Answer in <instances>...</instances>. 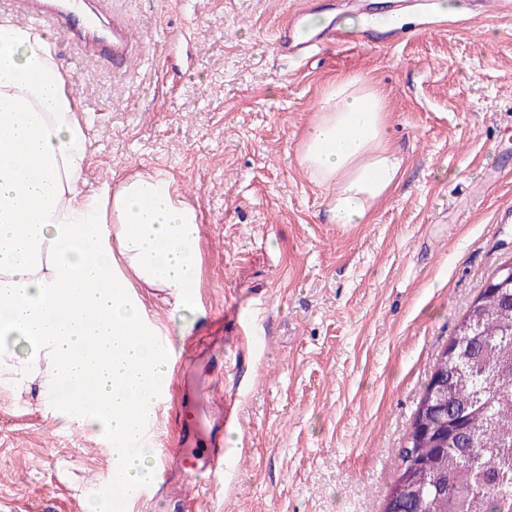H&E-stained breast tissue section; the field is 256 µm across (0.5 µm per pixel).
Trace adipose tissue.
Here are the masks:
<instances>
[{"label":"adipose tissue","instance_id":"adipose-tissue-1","mask_svg":"<svg viewBox=\"0 0 512 512\" xmlns=\"http://www.w3.org/2000/svg\"><path fill=\"white\" fill-rule=\"evenodd\" d=\"M46 32L0 17V348L23 338V357L0 358V378L39 382L61 415L112 442V468L138 483L151 448L133 426L168 381L148 337L169 329L142 289L171 311L193 308L200 276L199 216L163 170L85 193L88 124ZM382 92L337 79L306 128L297 164L326 189L329 223H370L398 186L405 159L387 138Z\"/></svg>","mask_w":512,"mask_h":512}]
</instances>
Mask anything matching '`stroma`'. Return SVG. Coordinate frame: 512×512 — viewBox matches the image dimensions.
Here are the masks:
<instances>
[{"mask_svg": "<svg viewBox=\"0 0 512 512\" xmlns=\"http://www.w3.org/2000/svg\"><path fill=\"white\" fill-rule=\"evenodd\" d=\"M304 1L114 0L144 43L121 73L49 30L90 123L81 189L164 169L201 217L190 337L211 380L245 386L243 425L224 434L239 465L196 481L200 512H382L438 353L512 255V223L497 221L512 206V9L456 0L430 26L409 17L383 49L385 0H308L363 36L297 62L275 38ZM345 75L383 91L406 159L371 223L347 231L296 163L324 89ZM260 301L256 359L232 343L230 312ZM111 470L101 436L38 386L0 380V501L89 512Z\"/></svg>", "mask_w": 512, "mask_h": 512, "instance_id": "obj_1", "label": "stroma"}]
</instances>
